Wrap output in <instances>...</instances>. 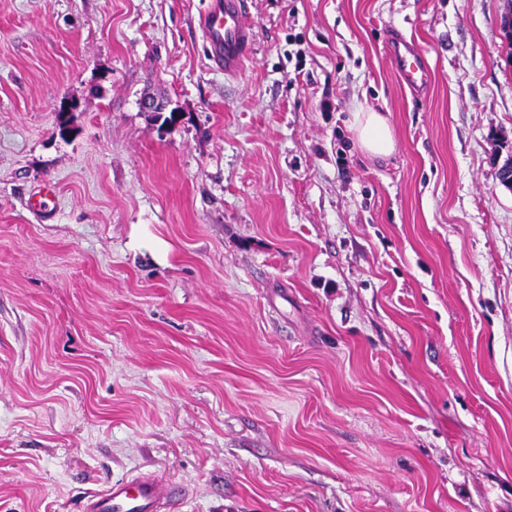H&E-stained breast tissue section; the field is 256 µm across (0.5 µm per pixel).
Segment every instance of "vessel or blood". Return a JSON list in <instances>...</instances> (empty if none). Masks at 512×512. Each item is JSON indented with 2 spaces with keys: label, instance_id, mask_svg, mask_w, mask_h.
<instances>
[{
  "label": "vessel or blood",
  "instance_id": "obj_1",
  "mask_svg": "<svg viewBox=\"0 0 512 512\" xmlns=\"http://www.w3.org/2000/svg\"><path fill=\"white\" fill-rule=\"evenodd\" d=\"M245 14L246 0H209L198 20L211 62L228 75L239 73L252 53L254 33ZM389 52L400 82L414 91L424 89L430 78V64L424 54L401 38L391 41ZM187 495L184 486L141 472L109 482L90 496L84 512H167L170 505L182 503Z\"/></svg>",
  "mask_w": 512,
  "mask_h": 512
}]
</instances>
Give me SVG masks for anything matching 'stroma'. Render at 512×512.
I'll return each mask as SVG.
<instances>
[{
  "label": "stroma",
  "mask_w": 512,
  "mask_h": 512,
  "mask_svg": "<svg viewBox=\"0 0 512 512\" xmlns=\"http://www.w3.org/2000/svg\"><path fill=\"white\" fill-rule=\"evenodd\" d=\"M205 6L0 0V512H512L507 0H249L234 79ZM389 52L400 82L408 89L423 90L430 78V64L424 54L402 38L391 41ZM357 126V140L368 154L385 157L394 149V139L387 122L379 112H365ZM188 490L151 472L109 482L90 496L84 512H166L172 504H182Z\"/></svg>",
  "instance_id": "1"
}]
</instances>
